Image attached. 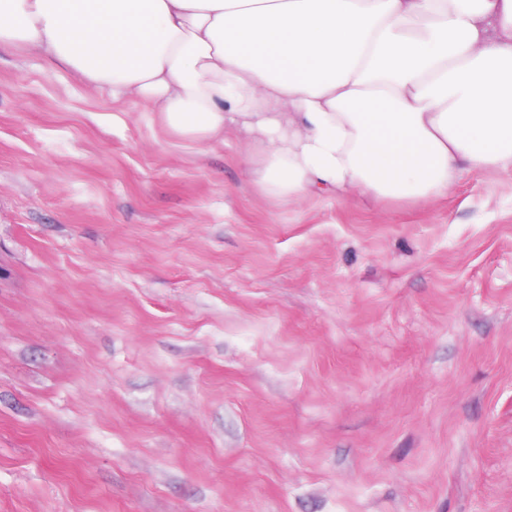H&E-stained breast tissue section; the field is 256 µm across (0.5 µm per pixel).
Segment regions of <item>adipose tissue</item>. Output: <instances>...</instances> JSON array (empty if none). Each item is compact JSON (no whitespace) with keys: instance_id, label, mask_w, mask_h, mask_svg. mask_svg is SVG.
<instances>
[{"instance_id":"ef3b65f1","label":"adipose tissue","mask_w":512,"mask_h":512,"mask_svg":"<svg viewBox=\"0 0 512 512\" xmlns=\"http://www.w3.org/2000/svg\"><path fill=\"white\" fill-rule=\"evenodd\" d=\"M36 49L197 143L237 130L261 192L430 202L512 170V0H0Z\"/></svg>"}]
</instances>
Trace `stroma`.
Listing matches in <instances>:
<instances>
[{
	"instance_id": "35a3bbf8",
	"label": "stroma",
	"mask_w": 512,
	"mask_h": 512,
	"mask_svg": "<svg viewBox=\"0 0 512 512\" xmlns=\"http://www.w3.org/2000/svg\"><path fill=\"white\" fill-rule=\"evenodd\" d=\"M242 153L0 52V512H512V175Z\"/></svg>"
}]
</instances>
